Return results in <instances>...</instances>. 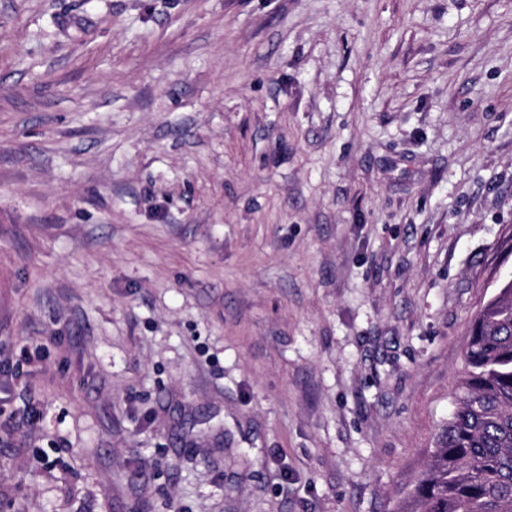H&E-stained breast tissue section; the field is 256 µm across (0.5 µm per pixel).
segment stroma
Segmentation results:
<instances>
[{"label": "stroma", "mask_w": 512, "mask_h": 512, "mask_svg": "<svg viewBox=\"0 0 512 512\" xmlns=\"http://www.w3.org/2000/svg\"><path fill=\"white\" fill-rule=\"evenodd\" d=\"M509 279L512 0H0V512H405Z\"/></svg>", "instance_id": "35a3bbf8"}]
</instances>
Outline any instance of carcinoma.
<instances>
[{
    "instance_id": "cac0c4a2",
    "label": "carcinoma",
    "mask_w": 512,
    "mask_h": 512,
    "mask_svg": "<svg viewBox=\"0 0 512 512\" xmlns=\"http://www.w3.org/2000/svg\"><path fill=\"white\" fill-rule=\"evenodd\" d=\"M468 372L411 499L415 512H512V280L483 304Z\"/></svg>"
}]
</instances>
